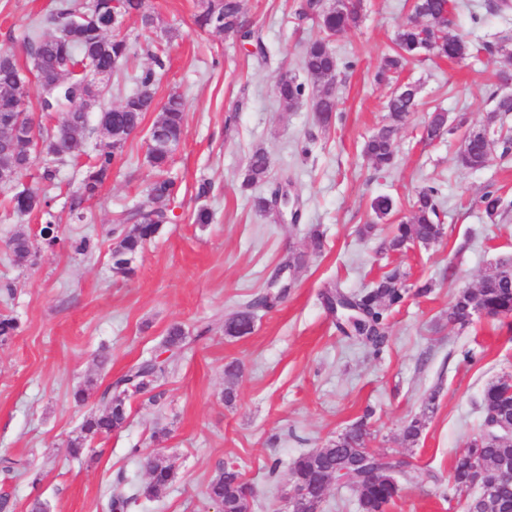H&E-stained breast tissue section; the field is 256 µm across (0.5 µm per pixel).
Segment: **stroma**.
Segmentation results:
<instances>
[{
    "label": "stroma",
    "instance_id": "obj_1",
    "mask_svg": "<svg viewBox=\"0 0 512 512\" xmlns=\"http://www.w3.org/2000/svg\"><path fill=\"white\" fill-rule=\"evenodd\" d=\"M197 3L144 0L155 27L142 30L134 16L125 21L131 69L150 66L147 44H166L156 100L180 94L187 113V134L170 166L181 191L167 204L169 224L136 255L133 275L113 272L110 229L117 212L150 202L145 133L128 139L110 178L85 202L84 223H73L69 210L82 168L61 166L50 205L66 247L43 243L41 214L19 217L0 207V313L17 324L0 342V461L15 463L0 468V512H31L37 501L45 512H108L115 489L133 497L130 512H217L207 486L230 462L251 488V512H286L293 460L363 416L370 448L408 462L398 476L401 495L387 512H465L449 476L456 455L482 429L483 390L512 378V318L460 327L449 323L448 305L489 269L512 263V157L501 158L496 141L486 167L465 169L458 164L462 130L430 143L421 131L436 110L467 127L484 126L491 97L502 90L495 64L487 56L405 64L400 78L420 84V106L398 132L395 166L379 172L361 146L385 123L393 88L375 83L374 73L391 54L411 0H360L358 24L335 38L339 106L328 131L308 105L290 111L277 96L283 72L314 84L300 59L320 29L315 18L300 16L301 0H243L256 46L197 31ZM53 4L0 0V46L22 53L20 32ZM455 21L475 42L512 33V13L490 11L487 0H460ZM258 147L270 157L272 177L290 179L298 220L274 224L254 210L251 198L262 189L242 182ZM205 182L211 190L202 197ZM426 185L440 190L439 242L391 252L384 248L389 225L363 235L375 197L402 201L407 218L408 199ZM489 186L506 205L494 222L476 204ZM202 206L212 223H193ZM21 229L31 242L23 266L8 247ZM313 229L324 235L318 253L308 237ZM80 240L87 243L82 252L73 248ZM291 253L305 261L290 272L288 296L259 311L250 334L225 336V315L266 291ZM395 268L406 299L389 318L388 346L375 356L338 331L319 292L329 281L357 292ZM426 281L431 293L418 295ZM175 324L188 345L156 381L158 400L131 399L125 426L72 458L68 443L84 418L108 407L105 386L148 357ZM232 362L239 369L230 377L224 368ZM228 387L236 395L229 404ZM79 388L88 393L82 404L73 399ZM415 418L424 428L412 442L403 430ZM151 460L173 471L154 499L139 494Z\"/></svg>",
    "mask_w": 512,
    "mask_h": 512
}]
</instances>
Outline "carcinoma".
I'll return each mask as SVG.
<instances>
[{"instance_id":"obj_1","label":"carcinoma","mask_w":512,"mask_h":512,"mask_svg":"<svg viewBox=\"0 0 512 512\" xmlns=\"http://www.w3.org/2000/svg\"><path fill=\"white\" fill-rule=\"evenodd\" d=\"M412 9L422 23L409 21L396 31L393 54L384 58L376 72L377 81L398 82L399 70L410 58L432 55L441 60L455 61L483 50L494 56L501 73L512 71V55L500 53L499 47L490 43L478 46L454 30L450 19L451 0H415ZM310 12L317 15L320 35L306 44L301 67L308 76L333 84L337 63L332 37L355 24L358 13L354 9H324L314 0L306 3L300 14ZM133 15L138 17L142 28L154 27L156 17L144 9L143 0H57L43 19L52 31L44 33L40 31L41 25L34 24L23 34L22 43L27 57L41 61L39 67L33 68L35 75L28 84L34 83L38 89L53 86L44 103V111L56 114L58 125L42 130L39 145L31 146L28 140L19 136L17 142L21 148L6 152L0 147V167H8L21 177L30 168L32 155L36 154L41 159L40 179L46 187L55 189L58 187L59 168L63 164L82 165L84 177L70 205L72 220L77 223L85 219L81 204L94 198L111 176L112 168L123 153L128 132L139 127L147 113L157 110L155 98L159 72L164 70L167 56L165 47L160 44H153L147 49L152 66L135 74L134 88L119 105L108 106L106 111L97 113L95 127H89L90 116L75 111L76 100L84 92L83 76L76 71L97 68L120 75L127 70L129 35L124 30V22L126 17ZM194 21L201 30L222 31L226 36L248 44L255 40V33L242 20V0H199ZM25 70L26 65L20 63L12 48H0V131L10 132L15 128L20 102L15 79ZM277 93L289 108L307 99L322 128L328 129L335 123V95L323 93L319 87L308 93L305 84L293 75L278 82ZM418 94L419 86L407 82L388 98V123L368 137L362 147L363 156L372 162L375 169L385 171L394 166L395 138L418 106ZM491 102L487 124L479 129L472 128L463 136L459 163L464 168L486 166L490 161L491 140L484 136V132L490 129L497 117L512 112V98L495 95ZM157 111L159 115L151 130L159 131L160 142L148 148L146 155L147 163L155 172L148 188L151 204L130 209L112 228V234L119 239L110 254L112 270L125 276L134 273L132 262L139 251L163 225L169 223L166 202L180 192L178 183L169 175L168 167L185 136V104L179 95L170 94ZM447 131L448 114L434 112L424 128V139L432 141ZM269 177V156L266 151L257 149L248 158L244 183L258 186L267 183ZM4 188L11 191L9 205L14 213L50 214L47 195L33 189L24 193L10 184ZM280 189L278 184L270 196L256 197V209L265 215L280 217ZM438 197L439 189L434 186H424L417 191L410 201L412 216L394 225L389 249L397 251L411 243L427 246L443 237L444 224ZM477 205L493 221L502 211L503 200L498 191L488 188L477 199ZM399 209L400 203L395 198L377 196L371 204L373 220L365 225L364 232L371 233L379 223H390ZM39 236L49 247L64 243L58 235V225L50 218L40 227ZM9 246L18 264L26 262L31 255L29 235L23 231L11 238ZM401 280L402 274L393 269L380 276L371 287L357 293H346L335 286L327 287L322 292V299L360 311V320L351 322L344 318L336 323V327L344 336L377 355L388 341V317L404 299ZM278 299V292L268 290L241 304L236 311L224 317V335L237 338L250 334L256 310H270L277 305ZM476 306L499 313L504 319L511 318L512 284L488 282L474 290L460 289L448 307V321L460 325L470 323L471 309ZM185 346L186 336L181 326L173 325L162 342L166 358L161 360L157 355L150 356L111 382L103 392L109 400V408L84 421L80 435L70 443L72 453L78 455L87 441L121 429L128 417V400L151 392L153 383L169 364L179 358ZM481 402L486 415L483 428L455 459L449 480L450 489L456 495L472 488L480 489L476 497L467 500L466 512H490L489 504L495 500L494 487L486 483L482 472L475 469V463L497 459L512 461V437L497 432L491 427L492 419L488 418V415L496 413L512 424V398L504 395L500 383L494 382L483 390ZM365 426L362 419L340 434L337 441L299 455L292 462L291 477L297 482L308 483L317 473L341 470L356 484L359 512H386V508L400 496L401 487L399 482L384 475H374L364 481L360 479L356 461L364 456H373L367 450ZM172 478L170 467L149 462V480L142 488V494L147 498L157 496ZM244 486L240 468L230 465L209 482L207 495L213 502L223 505L224 512H250V504L242 500Z\"/></svg>"}]
</instances>
